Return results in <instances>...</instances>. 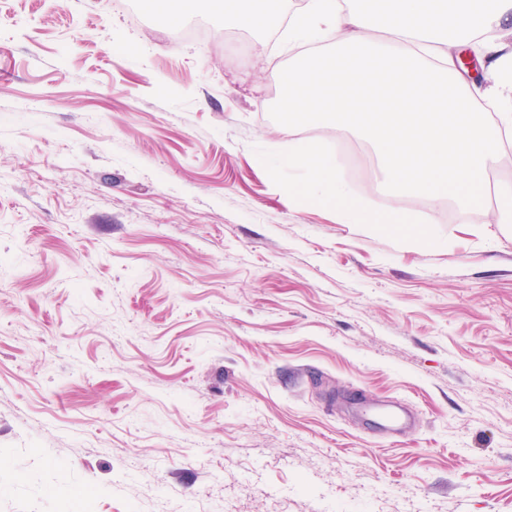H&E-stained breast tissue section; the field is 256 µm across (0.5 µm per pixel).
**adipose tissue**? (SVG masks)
<instances>
[{
  "mask_svg": "<svg viewBox=\"0 0 512 512\" xmlns=\"http://www.w3.org/2000/svg\"><path fill=\"white\" fill-rule=\"evenodd\" d=\"M387 40L367 37L371 13L353 0H307L288 18L292 44L336 41L332 50L309 52L289 66L288 133L304 125L347 117L378 146L389 214L400 200L418 194L434 202L454 193L466 217L470 193L482 188L500 153L502 134L512 131V46L487 23L488 11L512 13V0H381ZM225 21L264 32L283 0H210ZM472 42L489 55L487 83L453 70L449 38ZM493 110L486 120L477 103ZM485 108V109H486ZM292 166L320 189L321 202L341 212L359 205L315 145H294Z\"/></svg>",
  "mask_w": 512,
  "mask_h": 512,
  "instance_id": "adipose-tissue-1",
  "label": "adipose tissue"
}]
</instances>
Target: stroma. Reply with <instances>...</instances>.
<instances>
[{
	"instance_id": "1",
	"label": "stroma",
	"mask_w": 512,
	"mask_h": 512,
	"mask_svg": "<svg viewBox=\"0 0 512 512\" xmlns=\"http://www.w3.org/2000/svg\"><path fill=\"white\" fill-rule=\"evenodd\" d=\"M293 60L209 6L0 0V512H512V142L466 222L347 223ZM366 213L378 168L349 179ZM292 166L303 169L310 182L320 188V201L333 205L340 212L359 215V203L348 192L344 184L336 177V171L323 161L314 144H297L289 152Z\"/></svg>"
}]
</instances>
